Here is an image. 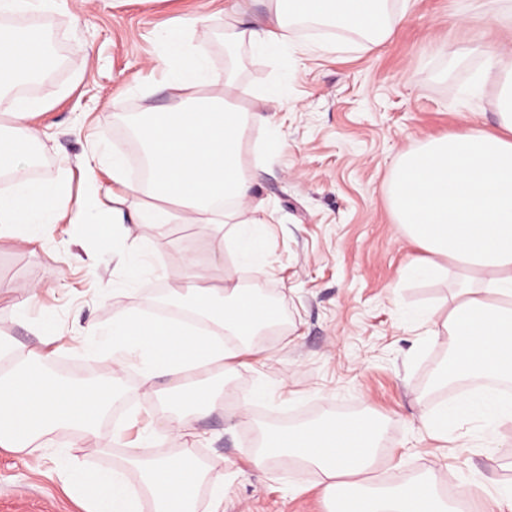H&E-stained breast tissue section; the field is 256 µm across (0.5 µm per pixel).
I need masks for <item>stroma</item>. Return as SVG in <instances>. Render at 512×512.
Returning a JSON list of instances; mask_svg holds the SVG:
<instances>
[{
	"label": "stroma",
	"instance_id": "35a3bbf8",
	"mask_svg": "<svg viewBox=\"0 0 512 512\" xmlns=\"http://www.w3.org/2000/svg\"><path fill=\"white\" fill-rule=\"evenodd\" d=\"M201 2L69 0L30 18L34 30L54 38L58 59L49 76L18 93L51 102L29 119L41 132L32 179H60L65 193H84V158L128 147L118 113L174 104L168 70L156 65L161 33L195 15ZM462 6L389 0L392 33L379 45L351 30L294 22L283 54L240 50L237 80L247 91L241 105H257V92L288 79L274 128L253 129L241 159L251 169L254 145L267 144L256 187L267 210L252 227L263 242L262 267L221 252L200 225L171 224L139 277L127 281L123 245L112 237V171L105 163L87 203L91 223L55 225L36 246L0 239V336L14 339L13 360L45 354L61 378L79 372L87 382L109 381V362L72 352V337L108 326L123 308L156 313L191 245L211 285L223 286L232 271L254 293L278 299L287 315L261 355L244 357L237 373L216 383L243 414L229 422L219 408L192 419V429L206 435L200 456L224 482V512H328L314 470L276 463L262 476L251 459L270 431L369 411L383 426L379 472L391 483L432 473L454 489L478 475L512 480V424L489 436L464 421L445 440L419 428V415L448 397L430 387L448 339L424 336L411 316L426 308L446 315L459 275L401 277L421 250L390 205L402 155L427 137L463 131L466 122L490 128L497 120L496 77L470 95L483 59L468 52L452 58L447 48L512 51V28L483 17L459 22ZM56 268L64 276L49 283ZM37 283L44 290L31 316L51 314L48 338L32 333L12 307L18 285ZM109 287L112 299L101 304L98 294ZM169 388L164 377L144 382L128 363L120 408L88 439L59 430L30 456L0 448V512H88L89 494L67 484V467L112 466L145 426L162 432Z\"/></svg>",
	"mask_w": 512,
	"mask_h": 512
}]
</instances>
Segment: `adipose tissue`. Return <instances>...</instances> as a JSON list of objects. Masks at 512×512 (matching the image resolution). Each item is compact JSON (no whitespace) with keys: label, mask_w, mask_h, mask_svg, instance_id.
Returning a JSON list of instances; mask_svg holds the SVG:
<instances>
[{"label":"adipose tissue","mask_w":512,"mask_h":512,"mask_svg":"<svg viewBox=\"0 0 512 512\" xmlns=\"http://www.w3.org/2000/svg\"><path fill=\"white\" fill-rule=\"evenodd\" d=\"M51 2L0 0V14L17 20L10 30L0 31V113L11 119L8 128H0V172L11 176L9 190L0 192V238L30 245L40 243L52 225L87 219L83 202L71 201L59 183L29 177L26 163L40 137L28 123L36 105L8 94L20 78L41 75L54 62L43 40L31 36L24 24ZM273 3L271 24L261 29L241 26L233 11H225L228 48L278 53L288 44L293 16L358 32L375 44L391 33L387 0ZM210 20L202 10L165 30L178 104L139 113L132 125L149 161L148 182L128 180L122 153L109 159L112 234L123 241V261L132 274L151 244L134 233V226L160 233L169 224H202L220 233L228 224L260 223L265 210L255 195V175L241 168V155L250 128L274 124L279 97L267 92L264 110L239 105L235 72H215L189 43V28ZM485 66L498 78L495 129L471 127L427 138L401 158L391 191L396 223L424 251L404 266L403 276L436 279L453 266L464 279L447 316L419 315L426 335L448 336V352L434 369L433 386L470 385L457 399L421 415V429L435 436L447 435L449 425L464 418L481 420L491 429L512 423V398L484 386L489 378L512 381V57L493 54ZM132 195L138 198L133 205L128 202ZM245 294L230 273L223 287L207 286L188 247L181 280L165 299L169 316L136 308L113 313L104 348L113 377L124 372V356L131 351L142 359L144 380L168 377L173 390L166 427L185 443L174 455L144 457L129 449L126 458L141 473L136 484L118 468H72L70 482L92 492L91 512H218L224 502L220 481L211 486L207 510L198 507L195 488L208 468L197 454L200 436L190 431L185 416L216 409L213 374L232 375L237 357L260 354L256 334L278 322L274 315L259 317L245 303ZM227 336L238 337L236 349L225 348ZM113 399L110 389L64 383L40 366L6 370L0 374V447L28 455L56 429L91 433ZM380 445L381 427L372 418H327L269 433L253 464L261 472L276 462L312 468L320 476L321 496L332 503L339 493H352L354 512H448L447 501L435 491V477L377 487Z\"/></svg>","instance_id":"adipose-tissue-1"}]
</instances>
